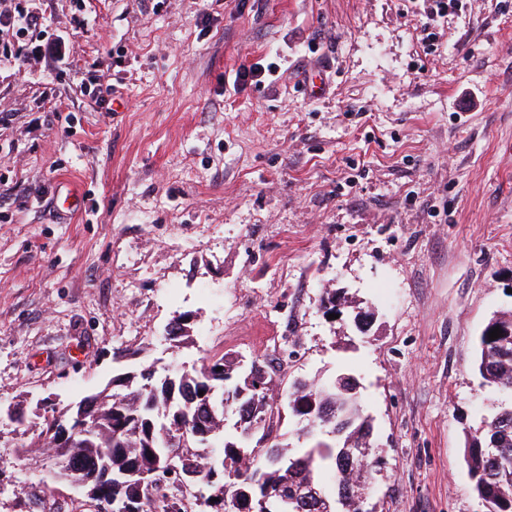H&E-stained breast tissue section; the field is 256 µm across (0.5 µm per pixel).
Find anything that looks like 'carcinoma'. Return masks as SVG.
<instances>
[{"instance_id": "carcinoma-1", "label": "carcinoma", "mask_w": 512, "mask_h": 512, "mask_svg": "<svg viewBox=\"0 0 512 512\" xmlns=\"http://www.w3.org/2000/svg\"><path fill=\"white\" fill-rule=\"evenodd\" d=\"M502 330L489 340V331ZM478 371L489 387L512 392V313L492 317L478 336ZM230 360L206 357L201 367H170L152 378L149 370L112 378V385L86 397L76 407L43 419L27 444L58 456L65 477L89 481L98 502L132 512H185L178 506L181 486L174 477L152 490L141 489L128 474L164 467L196 475L195 512H283L277 494L308 498L336 507V500L360 498L377 465L370 443L371 424L364 415L349 374L323 383L305 379L293 384L287 407L306 436L334 438L301 452L277 444L270 452L254 450L267 440L274 419L278 383L266 373L262 388L254 368ZM203 395H198V391ZM236 416L234 431L226 430V414ZM468 475L486 512H512V405L483 421L467 446ZM333 474L329 485L316 476Z\"/></svg>"}]
</instances>
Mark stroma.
I'll use <instances>...</instances> for the list:
<instances>
[{
  "mask_svg": "<svg viewBox=\"0 0 512 512\" xmlns=\"http://www.w3.org/2000/svg\"><path fill=\"white\" fill-rule=\"evenodd\" d=\"M431 2L0 0L38 18L21 46L72 43L63 73L0 62V408L27 419L0 420V512L84 503L23 452L52 409L222 354L355 377L369 512H485L466 432L512 403L474 369L512 309V0Z\"/></svg>",
  "mask_w": 512,
  "mask_h": 512,
  "instance_id": "stroma-1",
  "label": "stroma"
}]
</instances>
